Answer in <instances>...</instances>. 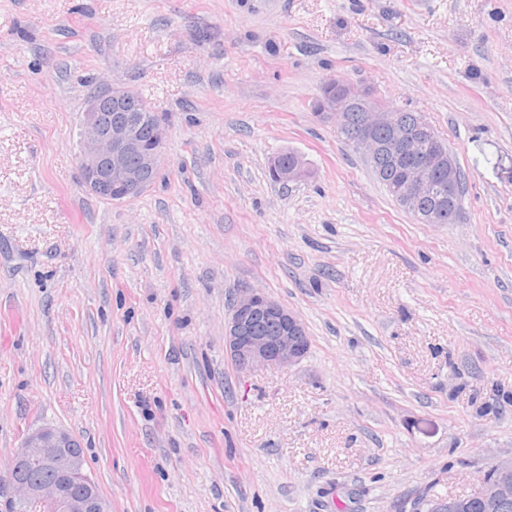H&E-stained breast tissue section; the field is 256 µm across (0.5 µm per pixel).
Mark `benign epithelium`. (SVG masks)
I'll list each match as a JSON object with an SVG mask.
<instances>
[{"label":"benign epithelium","mask_w":512,"mask_h":512,"mask_svg":"<svg viewBox=\"0 0 512 512\" xmlns=\"http://www.w3.org/2000/svg\"><path fill=\"white\" fill-rule=\"evenodd\" d=\"M364 110V136L355 143L372 167L392 164L401 173L394 188L406 209L421 224L441 222L445 207L456 204L458 178L454 159L435 144L429 124L419 116L414 124H398L391 112L372 105L369 89L347 80L329 78L313 103L317 116L347 124V111ZM389 131L383 141L372 131ZM168 132L158 113L136 92L113 85L94 92L84 111L78 156L83 185L95 197L123 201L150 187L158 173ZM270 170L281 184L307 175L303 157L290 152L272 159ZM225 350L236 370L246 373L276 365L291 367L307 353L309 338L301 319L273 297L246 289L236 296L224 326ZM14 465L36 466L49 477L32 481L12 471L0 476L9 485V505L23 512H110L107 500L85 471L81 444L65 430L45 425L22 437ZM500 474L492 485L486 476L477 491L484 512H497L503 499L512 497V457L494 461Z\"/></svg>","instance_id":"7a95c632"}]
</instances>
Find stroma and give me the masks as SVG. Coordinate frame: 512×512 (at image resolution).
Instances as JSON below:
<instances>
[{
    "mask_svg": "<svg viewBox=\"0 0 512 512\" xmlns=\"http://www.w3.org/2000/svg\"><path fill=\"white\" fill-rule=\"evenodd\" d=\"M336 77L424 115L456 223L315 114ZM102 83L169 130L122 202L77 168ZM247 288L305 323L297 365L235 369ZM511 395L512 0H0V472L51 424L112 512H396L512 456ZM288 156L291 157V161L284 163L283 158ZM270 170L274 180L284 185L301 180L308 172L303 157L294 152H287L274 157L270 164Z\"/></svg>",
    "mask_w": 512,
    "mask_h": 512,
    "instance_id": "35a3bbf8",
    "label": "stroma"
}]
</instances>
